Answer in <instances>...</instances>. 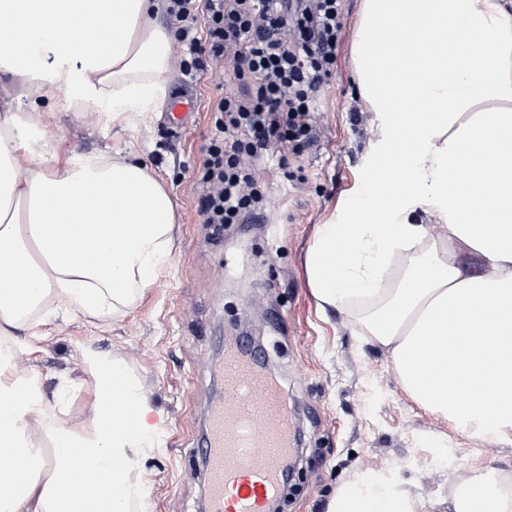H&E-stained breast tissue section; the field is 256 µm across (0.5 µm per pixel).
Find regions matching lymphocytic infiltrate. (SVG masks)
<instances>
[{
    "label": "lymphocytic infiltrate",
    "mask_w": 512,
    "mask_h": 512,
    "mask_svg": "<svg viewBox=\"0 0 512 512\" xmlns=\"http://www.w3.org/2000/svg\"><path fill=\"white\" fill-rule=\"evenodd\" d=\"M196 69L245 87L213 106L214 133L198 181L204 223H238L264 195L255 168L271 150L312 148L316 114L336 64L342 0H168Z\"/></svg>",
    "instance_id": "f902f5d3"
}]
</instances>
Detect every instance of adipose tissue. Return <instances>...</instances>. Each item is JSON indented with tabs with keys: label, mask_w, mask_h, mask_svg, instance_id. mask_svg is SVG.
Masks as SVG:
<instances>
[{
	"label": "adipose tissue",
	"mask_w": 512,
	"mask_h": 512,
	"mask_svg": "<svg viewBox=\"0 0 512 512\" xmlns=\"http://www.w3.org/2000/svg\"><path fill=\"white\" fill-rule=\"evenodd\" d=\"M160 2L0 0V66L15 84L0 93V263L26 272L18 287L0 278V453L16 458L0 473V512H65L57 468L77 451L108 478L78 491L80 512H130L144 496L139 463L156 429L123 422L127 407L148 408L127 364L87 355L99 384L76 431L64 420L70 381L46 396L37 377L15 374L6 338L47 300L92 315L131 307L169 253L175 208L146 164L103 153L59 162L40 142L54 108L93 109L107 126L160 110L176 46L151 21ZM381 28L389 45L373 38ZM440 32L454 52L415 62L410 47ZM351 56L378 119L373 160L316 225L307 285L385 350L419 408L468 437L512 442V0H361ZM32 83L62 90L54 108L23 98ZM419 101L433 111H415ZM450 333L454 344H439ZM326 512H512V474L468 470L444 503L368 469Z\"/></svg>",
	"instance_id": "adipose-tissue-1"
}]
</instances>
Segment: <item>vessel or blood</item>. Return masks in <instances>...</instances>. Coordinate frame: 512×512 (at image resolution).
I'll return each instance as SVG.
<instances>
[{
	"label": "vessel or blood",
	"mask_w": 512,
	"mask_h": 512,
	"mask_svg": "<svg viewBox=\"0 0 512 512\" xmlns=\"http://www.w3.org/2000/svg\"><path fill=\"white\" fill-rule=\"evenodd\" d=\"M291 418L279 386L247 351L224 355V401L210 415L204 445L213 512H267L282 493L280 462L293 448ZM68 487L94 479L75 454L63 467Z\"/></svg>",
	"instance_id": "obj_1"
}]
</instances>
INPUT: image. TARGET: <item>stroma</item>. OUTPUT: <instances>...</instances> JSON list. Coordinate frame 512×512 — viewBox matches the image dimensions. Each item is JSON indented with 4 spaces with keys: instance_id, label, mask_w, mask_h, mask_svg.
I'll return each instance as SVG.
<instances>
[{
    "instance_id": "obj_1",
    "label": "stroma",
    "mask_w": 512,
    "mask_h": 512,
    "mask_svg": "<svg viewBox=\"0 0 512 512\" xmlns=\"http://www.w3.org/2000/svg\"><path fill=\"white\" fill-rule=\"evenodd\" d=\"M360 0H344L336 68L320 104L317 144L256 171L266 202L254 222L213 235L198 208L197 172L213 132L216 99L237 94L222 72L185 73L178 45L165 106L134 126H103L97 113L56 112L47 133L59 156L135 152L171 195L178 216L170 254L132 308L93 316L43 308L19 331L26 373L46 392L61 379L69 426L84 427L98 381L85 352L123 359L161 432L140 463L146 512H210L200 456L212 408L224 399V350L246 336L262 350L288 403L297 463L283 512H326L354 473L389 468L412 493L448 497L463 468L512 465V444L468 438L419 409L387 354L363 345L338 311H321L306 285L314 227L366 175L376 124L356 96L349 53ZM194 108L172 118L184 98Z\"/></svg>"
}]
</instances>
